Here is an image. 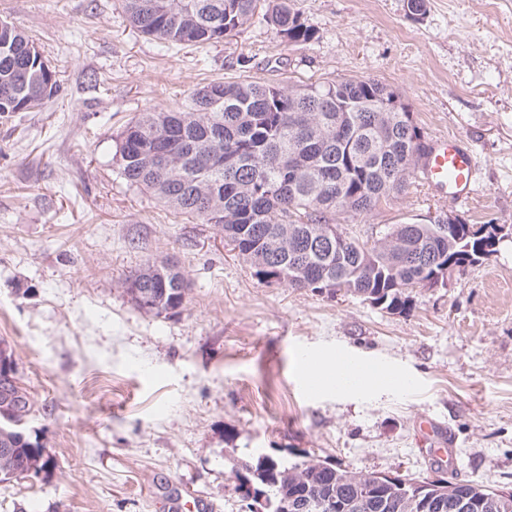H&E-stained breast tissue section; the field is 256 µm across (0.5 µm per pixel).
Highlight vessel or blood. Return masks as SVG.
<instances>
[{"label": "vessel or blood", "instance_id": "1", "mask_svg": "<svg viewBox=\"0 0 512 512\" xmlns=\"http://www.w3.org/2000/svg\"><path fill=\"white\" fill-rule=\"evenodd\" d=\"M479 176V163L472 146L455 135L434 139L420 169V178L429 188L447 194L450 201L472 199Z\"/></svg>", "mask_w": 512, "mask_h": 512}]
</instances>
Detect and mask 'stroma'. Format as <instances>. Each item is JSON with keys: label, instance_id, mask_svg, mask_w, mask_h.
Returning a JSON list of instances; mask_svg holds the SVG:
<instances>
[{"label": "stroma", "instance_id": "stroma-1", "mask_svg": "<svg viewBox=\"0 0 512 512\" xmlns=\"http://www.w3.org/2000/svg\"><path fill=\"white\" fill-rule=\"evenodd\" d=\"M315 31L290 42L254 16L233 38L167 46L122 0H0L56 73L41 107L0 118V345L32 405L25 428L53 459L0 481V512H177L200 494L243 512L233 469L267 453L345 470L431 474L449 436L459 480L512 489V0H288ZM303 87L373 79L426 141L452 134L482 179L461 206L410 176L349 235L455 212L499 224L498 250L393 313L341 293L259 281L223 232L120 174L118 136L215 79ZM175 260L178 313L138 310L125 279ZM341 355L413 382L368 396L310 387Z\"/></svg>", "mask_w": 512, "mask_h": 512}]
</instances>
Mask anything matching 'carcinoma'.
<instances>
[{
	"label": "carcinoma",
	"mask_w": 512,
	"mask_h": 512,
	"mask_svg": "<svg viewBox=\"0 0 512 512\" xmlns=\"http://www.w3.org/2000/svg\"><path fill=\"white\" fill-rule=\"evenodd\" d=\"M261 0H123L130 24L168 44H211L239 30ZM267 23L290 42H308L315 31L288 0H268ZM30 36L15 24L0 30V117L35 108L57 89L55 71ZM394 91L375 80L338 78L303 89L261 81L214 80L174 111L150 110L120 134L121 174L167 208L213 224L238 250L254 277L289 288L344 292L387 311L410 308L408 289L445 266L464 268L497 252L495 235L462 221L409 222L387 228L370 246L347 234L335 217L357 224L381 200L405 188L419 168L413 139L421 135L412 113L393 112ZM338 243L325 244V231ZM138 309L150 298L156 315L184 304L189 282L182 273L142 271L125 279ZM30 400L24 394L0 411V442L10 440L0 471H20L44 447L24 429ZM248 483L261 512H512V490L479 480L450 481L348 471L308 459L291 466L261 453L235 470Z\"/></svg>",
	"instance_id": "1"
}]
</instances>
